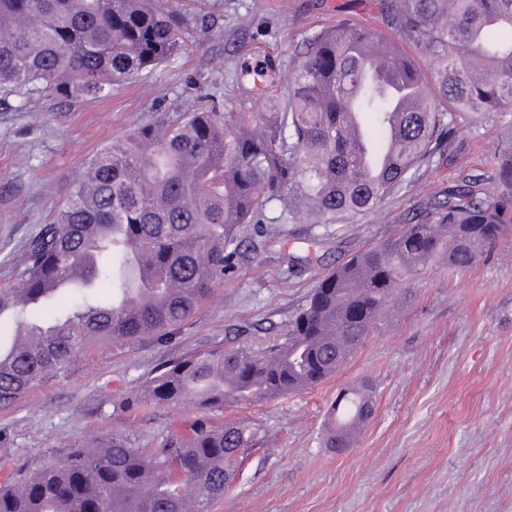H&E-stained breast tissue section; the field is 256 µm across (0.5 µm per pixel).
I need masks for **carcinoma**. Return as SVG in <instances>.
<instances>
[{"mask_svg": "<svg viewBox=\"0 0 512 512\" xmlns=\"http://www.w3.org/2000/svg\"><path fill=\"white\" fill-rule=\"evenodd\" d=\"M386 23L437 63L436 85L416 59L374 27L346 18L308 38L287 97L269 111L203 105L160 114L92 157L54 220L26 244L0 288V406L65 372L88 337L128 344L173 336L208 300L251 225L276 233L267 209L295 223L354 220L408 187L452 145L460 120L512 111V0H382ZM187 24L157 0H0V92L30 98H105L186 46ZM361 133L350 131L349 96ZM392 140L371 171L368 125ZM494 179L501 190L485 185ZM512 228V153L495 174H468L423 218L317 279L284 332L265 346L213 351L168 364L124 403L190 402L184 430L157 448L123 436L61 448L0 482V512H209L254 441L245 424L217 425L227 402L258 403L316 386L363 343L411 281L444 264L464 271ZM112 275L110 296L93 294ZM51 320L29 318L60 297Z\"/></svg>", "mask_w": 512, "mask_h": 512, "instance_id": "carcinoma-1", "label": "carcinoma"}]
</instances>
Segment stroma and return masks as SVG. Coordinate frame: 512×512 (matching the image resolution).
Returning <instances> with one entry per match:
<instances>
[{
  "mask_svg": "<svg viewBox=\"0 0 512 512\" xmlns=\"http://www.w3.org/2000/svg\"><path fill=\"white\" fill-rule=\"evenodd\" d=\"M192 26L187 47L111 95L65 104L0 96V287L24 246L63 204L85 162L159 112L191 109L198 92L233 112L285 97L296 50L344 16L384 28L380 0H173ZM512 150V112L461 127L454 148L413 187L354 222H284L276 242L247 249L212 298L166 343L92 340L66 372L0 407V470L39 466L47 451L103 434L155 447L195 414L188 403L124 409L166 364L278 336L319 274L380 245L467 173H492ZM315 260L288 272L289 255ZM360 388L374 411L346 450L331 448L337 395ZM216 422L247 424L256 442L210 512H512V235L470 269L423 271L327 381L262 403H228Z\"/></svg>",
  "mask_w": 512,
  "mask_h": 512,
  "instance_id": "1",
  "label": "stroma"
}]
</instances>
